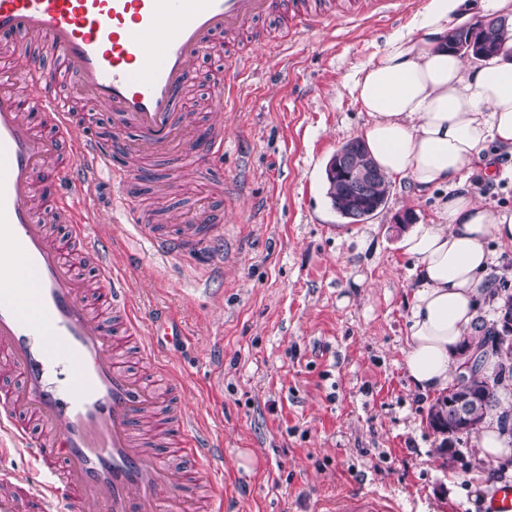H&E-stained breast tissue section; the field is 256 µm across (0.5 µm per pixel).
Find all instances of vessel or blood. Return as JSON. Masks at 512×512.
I'll use <instances>...</instances> for the list:
<instances>
[{"mask_svg":"<svg viewBox=\"0 0 512 512\" xmlns=\"http://www.w3.org/2000/svg\"><path fill=\"white\" fill-rule=\"evenodd\" d=\"M404 2L346 0L342 13L398 15ZM275 13L292 34L340 12L334 0H0V43L22 35L40 49L14 81L0 83V364L20 376L0 393V433L52 480L42 490L23 474L1 477L0 512H48L55 500L63 512H181L186 482L213 481L200 458L223 453L179 410L182 381L155 360L156 347L181 342L183 331L167 319L143 320L112 272L111 241L90 232L71 195H52L48 219L36 195L39 186L65 178L85 186L107 171L122 213L170 257L211 251L224 227L144 223L141 165L120 137L70 140L75 115L43 57L59 58L85 98L107 105L144 155H158L184 128L181 99L202 50L223 36L230 66L220 83L232 111L248 63L245 38ZM188 153L203 166L222 164L223 125ZM52 222L67 225L68 236L53 237ZM73 253L93 265L95 282L78 277ZM131 349L151 362L166 391L131 374ZM19 413L38 421L42 436L17 424ZM336 512L392 507L345 496Z\"/></svg>","mask_w":512,"mask_h":512,"instance_id":"1","label":"vessel or blood"}]
</instances>
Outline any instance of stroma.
I'll return each instance as SVG.
<instances>
[{
    "label": "stroma",
    "instance_id": "35a3bbf8",
    "mask_svg": "<svg viewBox=\"0 0 512 512\" xmlns=\"http://www.w3.org/2000/svg\"><path fill=\"white\" fill-rule=\"evenodd\" d=\"M426 3L256 50L229 114L216 84L223 37L202 51L182 109L200 131L227 118L223 170L156 162L144 199L157 224L221 217L223 268L156 255L115 208L120 189L107 174L87 187L61 183L112 240V265L144 320L172 315L185 330L184 343L155 356L185 382L181 410L223 442L213 462L223 512H321L336 495L370 492L400 512H483L481 483L504 479L470 438L440 454L434 399L416 394L404 369L415 282L394 217L408 210L430 223L443 189L414 201L392 182L385 209L364 224L346 223L327 195V164L365 121L351 74ZM61 91L89 117L72 138L111 132L107 106L81 100L73 82ZM228 181L239 196L225 195Z\"/></svg>",
    "mask_w": 512,
    "mask_h": 512
}]
</instances>
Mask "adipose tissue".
<instances>
[{
  "label": "adipose tissue",
  "mask_w": 512,
  "mask_h": 512,
  "mask_svg": "<svg viewBox=\"0 0 512 512\" xmlns=\"http://www.w3.org/2000/svg\"><path fill=\"white\" fill-rule=\"evenodd\" d=\"M471 23L465 0H429L350 83L366 115L360 137L386 178L407 181L417 197L453 189L435 223L411 225L400 240L416 280L404 363L425 396L447 390L488 295L484 277L497 265L489 240L512 250V214L474 197L462 177L488 143L512 153V57L474 63L446 48L450 30Z\"/></svg>",
  "instance_id": "adipose-tissue-1"
}]
</instances>
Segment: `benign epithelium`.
<instances>
[{
  "label": "benign epithelium",
  "mask_w": 512,
  "mask_h": 512,
  "mask_svg": "<svg viewBox=\"0 0 512 512\" xmlns=\"http://www.w3.org/2000/svg\"><path fill=\"white\" fill-rule=\"evenodd\" d=\"M452 47L465 56L480 59L486 56L481 50L482 44L471 40L454 42ZM349 148H341L334 155L329 170L332 173L341 174L349 180H356L366 185L374 183L378 168L371 161H364L361 167H350L347 164ZM498 335L505 341L512 340V307L505 306L499 310L496 320ZM460 363L456 371L457 381L441 397L438 409H442L448 415V430L457 435H465L475 428V411L479 404V397L470 386V380L476 376L479 368V349L469 342L459 352Z\"/></svg>",
  "instance_id": "7a95c632"
}]
</instances>
